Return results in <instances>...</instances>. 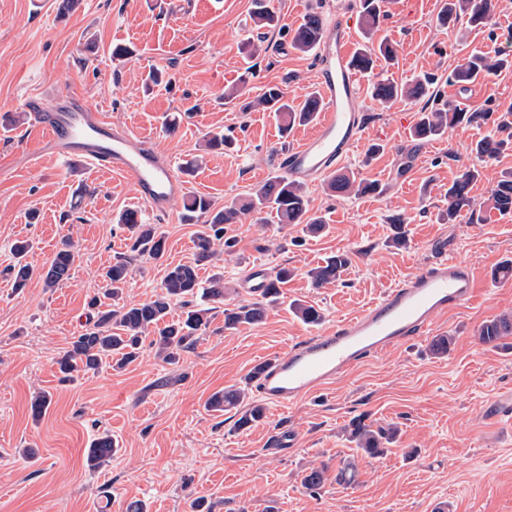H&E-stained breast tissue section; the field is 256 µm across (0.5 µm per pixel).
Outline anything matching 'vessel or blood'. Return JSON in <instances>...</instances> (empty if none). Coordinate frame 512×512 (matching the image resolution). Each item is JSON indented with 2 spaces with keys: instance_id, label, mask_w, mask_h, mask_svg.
I'll list each match as a JSON object with an SVG mask.
<instances>
[{
  "instance_id": "1",
  "label": "vessel or blood",
  "mask_w": 512,
  "mask_h": 512,
  "mask_svg": "<svg viewBox=\"0 0 512 512\" xmlns=\"http://www.w3.org/2000/svg\"><path fill=\"white\" fill-rule=\"evenodd\" d=\"M354 51L350 21L339 16L324 22L314 58L317 121L298 144L277 156L292 182L319 184L368 136L358 106L361 75L352 63ZM28 110L48 150L63 162L81 160L126 178L146 214H166L171 202L186 192L174 163L158 156L146 136L112 122L82 97L52 106L32 102ZM272 277L271 269L258 262L247 268L243 284L260 296ZM475 291L470 266L439 248L417 273L396 281L362 310L273 354L251 383L262 400L290 407L386 349L431 336L439 320L470 303Z\"/></svg>"
}]
</instances>
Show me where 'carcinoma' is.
Wrapping results in <instances>:
<instances>
[{
    "label": "carcinoma",
    "instance_id": "cac0c4a2",
    "mask_svg": "<svg viewBox=\"0 0 512 512\" xmlns=\"http://www.w3.org/2000/svg\"><path fill=\"white\" fill-rule=\"evenodd\" d=\"M381 3L382 0H358L368 32L379 27ZM492 11L491 0H444L438 19L445 28L456 25L462 19L473 28L486 27L491 22ZM320 33L321 18L312 12L293 31L291 44L295 49L309 53L317 45ZM507 65L512 66V61L506 57L489 58L474 54L458 62L449 78L457 83H470ZM428 84L430 80L427 79L405 88L388 80H379L372 87V96L384 104L399 96H418ZM257 104L281 115L280 131L285 139L295 123L310 122L318 112L316 94L308 95L300 105L294 106L288 102L286 92L276 85L266 88ZM487 116L486 112L468 113L447 104L425 109L421 112L412 136L420 140L434 139L441 136L450 125L472 122ZM510 144L504 139H482L476 143L475 153L480 157H492ZM479 177L478 168H468L448 186V223H453L459 213L471 205L470 186ZM329 189L354 196L380 192L378 184L358 181L346 174L333 175L329 180ZM487 206L499 212L512 211V173L501 177L487 199ZM266 209L276 212L282 224H303L306 232L313 235L323 230L321 218L308 215V196L304 186L290 182L282 175L273 176L257 186L248 203L241 207L231 204L217 208L209 197L202 195L186 199L183 203L184 221L190 224L202 219L206 224L205 230L199 232L194 240V263L168 268L160 292L148 301L117 306L102 302V298H92L89 302L94 309L92 320L85 330L72 338L67 350L57 360L59 372L63 374L62 380H70L73 374L80 371L95 370L108 359L119 368L127 366L136 361L146 341L163 362L178 363L181 353L194 347L210 325L215 305L224 302V276L214 274L209 278L208 285L204 286L199 280V266L212 261L224 249L233 247V242L224 238V225L238 224L242 215L261 213ZM118 224L129 232L127 240L130 241V256L117 260L103 276V298L112 300L122 292L131 261L144 256L159 259L166 245L165 236L159 228L154 224L139 223L133 212H123ZM29 251L30 244L26 240H18L13 246L15 262L8 271L15 288L25 287L35 275L47 288H56L69 279L75 260L70 240H63L49 265L41 269L25 261ZM348 263V256L338 253L327 258L324 264L310 268L308 277L317 288L332 285L339 280ZM292 275L291 269L280 267L274 274L271 287L261 299L224 309V329L236 330L243 325L262 321L269 305L278 300L280 285L288 282ZM175 301L182 303L186 311L178 320L170 321L168 315ZM294 311L307 324L321 320V312L312 305L297 303ZM476 335L487 346H499L502 340L512 336V316L504 315L482 322L476 329ZM244 400V390L231 388L213 394L206 405L211 411L223 412L239 407ZM397 433L396 428L375 429L363 417L352 420L349 425V438L355 442L361 454L368 458L387 453ZM114 451L112 435L104 433L94 439L87 449L86 464L92 469L99 468L112 459ZM356 472L357 467L353 461H344L337 469L336 482L351 485L355 483ZM325 473L323 466L311 467L305 471L302 483L309 490L318 489L326 479Z\"/></svg>",
    "mask_w": 512,
    "mask_h": 512
}]
</instances>
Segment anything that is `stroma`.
Returning <instances> with one entry per match:
<instances>
[{
    "label": "stroma",
    "mask_w": 512,
    "mask_h": 512,
    "mask_svg": "<svg viewBox=\"0 0 512 512\" xmlns=\"http://www.w3.org/2000/svg\"><path fill=\"white\" fill-rule=\"evenodd\" d=\"M494 2L491 25L462 21L449 32L437 21L441 0H404L395 22L357 38L360 48L386 39L397 49L393 64L363 76L359 105L381 149L364 142L344 166L379 183L382 194L308 187L322 233L311 237L301 225L251 213L225 225L232 250L199 272L204 281L223 273L224 305L232 308L251 300L240 285L251 263L294 268L261 323L228 331L219 312L178 364L147 349L125 370L105 365L64 382L56 361L85 325L103 270L127 253L117 218L134 208L135 192L120 177L63 165L44 150L24 99L49 105L81 96L147 135L177 167L195 163L188 194L219 207L240 204L277 175L274 155L284 149L279 117L242 111V103L269 85L298 104L315 91L312 54L291 45L307 13L345 16L357 27L362 20L355 0H271L280 21L265 29L254 22L253 0H76L64 16L59 0H0V512H126L135 501L145 512H191L195 500L211 512H512V426L493 419L498 401L512 394V349L486 346L475 335L483 321L512 315V281L491 275L512 260V212L485 205L512 170V149L490 158L474 151L512 113V67L477 83L469 109L490 111L488 120L431 141L413 139L407 124L426 106L449 102V74L461 58L512 54V0ZM118 44L128 56L113 58ZM156 68L168 85L145 89ZM425 74L432 82L420 97L389 104L372 97L377 80L409 84ZM173 116L171 133L165 121ZM220 131L231 148H208L209 133ZM472 166L481 172L473 213L443 223L449 185ZM182 213L178 199L158 217L165 254L131 263L124 303L149 300L167 267L193 262L199 227L184 223ZM397 218L408 239L400 248L391 244ZM66 236L75 251L70 280L49 290L35 278L14 290L4 274L12 244L31 241L28 260L39 266ZM443 243L477 279L475 298L436 326L454 338L447 357L430 355L425 340L390 348L292 407L266 404L264 418L244 429L239 410H206L214 392L244 386L267 354L314 333L290 310L292 301L318 308L320 325L330 326L418 272ZM338 253L349 257L340 279L313 288L307 270ZM40 392L51 403L36 419L31 401ZM358 416L377 426L397 423L400 436L386 455L359 458L355 484L344 486L336 469L351 453L346 429ZM279 431L292 438L290 452L270 448ZM102 433L118 448L92 471L85 453ZM323 463V486L304 488V470Z\"/></svg>",
    "instance_id": "35a3bbf8"
}]
</instances>
